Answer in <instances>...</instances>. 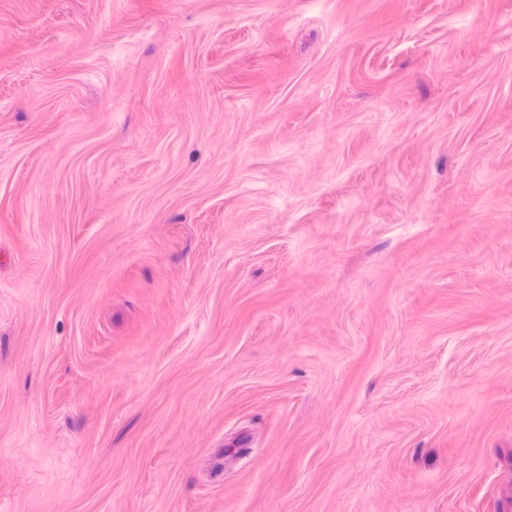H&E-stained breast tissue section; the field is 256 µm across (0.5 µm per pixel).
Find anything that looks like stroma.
<instances>
[{
	"instance_id": "35a3bbf8",
	"label": "stroma",
	"mask_w": 512,
	"mask_h": 512,
	"mask_svg": "<svg viewBox=\"0 0 512 512\" xmlns=\"http://www.w3.org/2000/svg\"><path fill=\"white\" fill-rule=\"evenodd\" d=\"M0 512H512V0H0Z\"/></svg>"
}]
</instances>
